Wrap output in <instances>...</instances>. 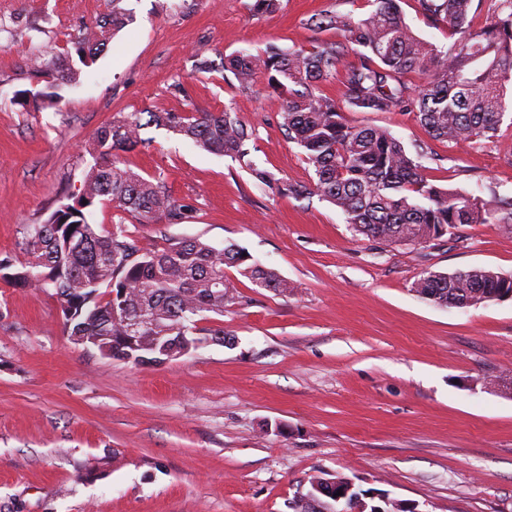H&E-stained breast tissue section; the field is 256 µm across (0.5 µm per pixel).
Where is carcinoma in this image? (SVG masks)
<instances>
[{
  "label": "carcinoma",
  "instance_id": "cac0c4a2",
  "mask_svg": "<svg viewBox=\"0 0 512 512\" xmlns=\"http://www.w3.org/2000/svg\"><path fill=\"white\" fill-rule=\"evenodd\" d=\"M371 10L323 9L308 25L318 34L308 47L268 45L260 53L222 57L224 70L247 87L261 71L267 86L282 97L280 126L304 152L313 169V187L280 182L253 169L257 181L281 193H312L339 208L357 235L396 245L421 246L453 235L468 224H498L512 231V199L485 201L470 193L431 183L422 164L388 129L349 123V108L362 112L413 115L432 138L456 146L490 141L506 113L512 112V0H495L493 17L481 30L471 24L484 0H419L424 17L448 26V46L420 38L406 22L399 0H350ZM124 24V14L87 27L75 38L81 64L93 65L107 47L110 32ZM333 31L334 39L321 34ZM357 60L346 61L348 53ZM34 71L47 79L49 92H37L22 105L57 95L55 89L76 72L43 56ZM419 73L424 82L409 85L405 76ZM341 75V97L322 86ZM156 126L180 135L214 154L241 159L248 155L252 131L236 113L149 112L134 114L98 128L92 137L95 163L85 173L79 193L65 197L42 224L22 232L21 256L0 260V279L19 288L51 284L60 303L67 335L115 361L153 366L175 360L184 350L229 342L224 326L200 327L207 314L224 315L235 303L234 286L224 268L261 288L280 294L288 281L262 266L245 249L216 248L199 238L182 239L162 249L143 245L124 224L99 230L90 216L110 204L138 224H184L195 207L179 203L158 179H148L113 160L114 151L144 147L142 130ZM413 291L438 306L466 308L494 294L512 292V275L486 268L453 273L424 272ZM335 485L320 474L309 492L293 501V512H351L334 500Z\"/></svg>",
  "mask_w": 512,
  "mask_h": 512
}]
</instances>
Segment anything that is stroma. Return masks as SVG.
Listing matches in <instances>:
<instances>
[{"label": "stroma", "instance_id": "35a3bbf8", "mask_svg": "<svg viewBox=\"0 0 512 512\" xmlns=\"http://www.w3.org/2000/svg\"><path fill=\"white\" fill-rule=\"evenodd\" d=\"M250 2L120 0L127 21L106 53L58 99L24 107L19 91L47 86L30 58L69 46L113 6L0 0V258L18 254L22 225L78 193L99 127L229 107L254 134L244 159L153 128L150 148L117 154L196 208L187 224L129 229L149 247L238 245L293 287L280 294L225 269L236 302L207 323L230 343L139 366L74 344L52 289L0 282V512H292L318 473L418 512H512V395L486 383L512 373V300L441 307L412 290L426 271L512 274V232L470 224L399 246L355 237L318 196L258 186L255 168L314 177L279 126L282 98L262 78L244 89L221 68L196 73V59L309 44L313 13L353 6L282 0L266 16ZM345 117L388 128L435 184L512 198L510 123L452 148L410 114Z\"/></svg>", "mask_w": 512, "mask_h": 512}]
</instances>
